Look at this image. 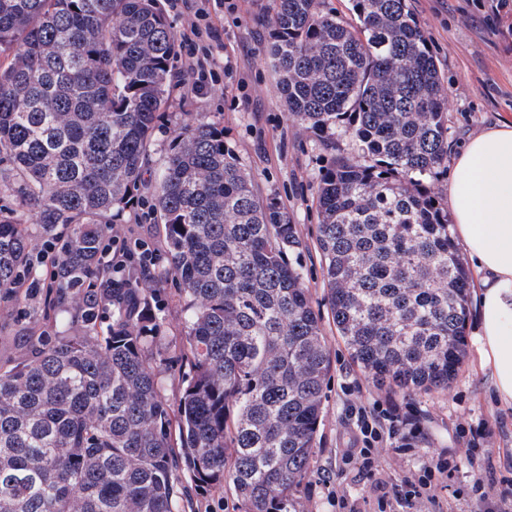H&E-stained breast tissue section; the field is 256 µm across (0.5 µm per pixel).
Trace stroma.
Segmentation results:
<instances>
[{
	"label": "stroma",
	"mask_w": 512,
	"mask_h": 512,
	"mask_svg": "<svg viewBox=\"0 0 512 512\" xmlns=\"http://www.w3.org/2000/svg\"><path fill=\"white\" fill-rule=\"evenodd\" d=\"M425 29L442 83L448 90V153L456 155L464 142L487 127L512 122V11L494 15L492 0H406ZM269 0H215L210 11L221 32L224 51L237 61L234 77L217 74L209 88L195 94L190 77L175 82L169 122L156 132L152 158L145 169L139 196L144 209L129 208L115 227L128 240L142 239L155 249L159 265H166L163 226L154 216L152 184L168 150L171 127L187 122L192 113H208L223 124L224 138L250 174L257 195L273 203L295 224L303 247L299 264L315 309L322 311V333L331 351L330 378L323 398L322 419L315 437L311 471L296 495L303 512H336L328 487L341 484L349 500L363 503L370 481L357 465L342 467L340 457L350 445L353 427L346 417L351 403L392 401L410 407L422 418L423 434L416 448L396 455L378 449L382 476L395 484L417 474L433 450H445L458 469L453 485L465 484L472 469L469 439L462 426L487 430L482 447L484 464L494 480H512V408L498 404L487 372L479 362L480 282L472 284L467 323V356L448 389L400 394L377 387L352 363L330 315L325 312L327 286L317 245L318 209L315 187L332 157L360 154L358 144L344 129H337L334 145L293 123L278 90V75L267 51ZM157 314L163 323L165 345L152 367L160 378L162 394L176 401L182 382L178 356L185 336L184 301L176 283H157ZM42 301L0 303V363L17 358L43 332L53 331L42 319ZM179 512H240L228 489L198 488L186 476L177 482Z\"/></svg>",
	"instance_id": "35a3bbf8"
}]
</instances>
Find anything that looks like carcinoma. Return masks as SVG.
Instances as JSON below:
<instances>
[{"label": "carcinoma", "mask_w": 512, "mask_h": 512, "mask_svg": "<svg viewBox=\"0 0 512 512\" xmlns=\"http://www.w3.org/2000/svg\"><path fill=\"white\" fill-rule=\"evenodd\" d=\"M271 0L289 117L363 160L316 194L327 304L351 361L393 392L451 384L470 276L425 181L448 163L447 93L406 0ZM178 46L160 0H0V299L36 238L68 232L44 316L66 335L0 364V512H175V472L229 486L242 512H300L331 355L295 225L263 205L202 112L173 129L154 185L168 268L111 276L103 226L142 185ZM28 212L27 224L20 212ZM188 312L177 407L151 368V280ZM109 312L106 326L100 313Z\"/></svg>", "instance_id": "carcinoma-1"}]
</instances>
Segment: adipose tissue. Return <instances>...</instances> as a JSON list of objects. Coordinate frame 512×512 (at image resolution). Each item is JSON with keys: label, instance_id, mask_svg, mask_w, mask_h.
Returning a JSON list of instances; mask_svg holds the SVG:
<instances>
[{"label": "adipose tissue", "instance_id": "obj_1", "mask_svg": "<svg viewBox=\"0 0 512 512\" xmlns=\"http://www.w3.org/2000/svg\"><path fill=\"white\" fill-rule=\"evenodd\" d=\"M449 202L481 276L479 357L494 396L512 406V123L472 136L455 157Z\"/></svg>", "mask_w": 512, "mask_h": 512}]
</instances>
